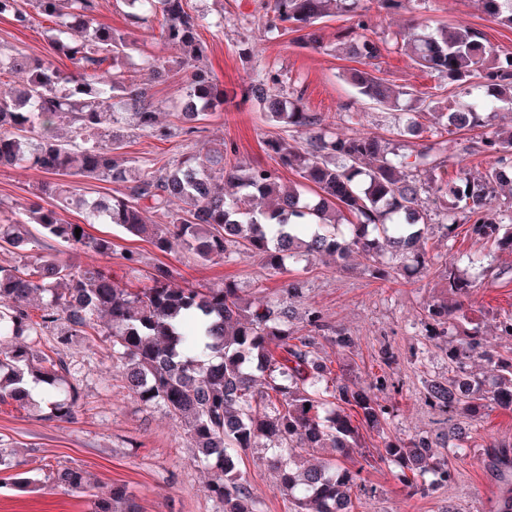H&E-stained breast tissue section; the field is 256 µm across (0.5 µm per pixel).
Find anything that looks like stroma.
Here are the masks:
<instances>
[{
    "instance_id": "1",
    "label": "stroma",
    "mask_w": 512,
    "mask_h": 512,
    "mask_svg": "<svg viewBox=\"0 0 512 512\" xmlns=\"http://www.w3.org/2000/svg\"><path fill=\"white\" fill-rule=\"evenodd\" d=\"M265 3L187 0L189 12L223 20L221 26L199 29L203 53L196 58L178 46L155 40L152 31H138L141 43L178 68L176 75L154 87L162 104L159 122L174 128L175 134L160 140L136 129L133 119H125L119 154L126 166L159 167L222 142L229 149L226 164L247 161L276 167L265 143L284 130L264 116L248 93L251 81L267 73L277 75L284 96L302 91L306 107L322 113L338 131H350L343 107L353 103L362 114V132L385 140L395 138L397 113L356 101L344 79L349 69L359 65L340 49V37L351 25L349 17L324 18L320 24L323 46L315 50L294 44L288 35L276 39L267 35L261 23ZM418 15L429 18L434 26L465 23L478 28L495 51L512 53V28L491 20L473 0H426L424 8L415 13L387 10L374 2L367 21L377 38L383 39L407 27ZM47 26L43 20L20 29L10 18L0 17V49L15 47L33 56L49 55ZM198 67L218 78L224 102L200 132L184 135L178 131L174 105L185 95L187 72ZM371 67L393 86L425 91L443 101L449 96L446 78L420 69L395 48L384 50ZM43 179V173L34 169H0V220L17 218ZM88 231L111 240V254L101 256L99 262L116 280L133 288L143 286L160 264L170 270L176 285L218 288L230 281L251 299L279 294L290 278L268 275L259 260L234 251L224 259L202 262L179 241L163 253L148 240L110 224H95ZM129 251L141 257L138 273H129L125 265L123 256ZM364 264L357 257L340 269L326 258L295 275L302 286L299 309L317 308L326 323L343 329L354 341L349 351L340 354L328 349L334 373L360 387L378 377L401 385L400 393L380 396L381 402L396 407L383 434L363 433L366 446L359 462L371 492L362 512H494L501 482L489 468L486 453L492 441L512 442V411L493 409L474 425L464 451L444 449L455 478L433 487L427 495H407L395 477V465L383 458L381 436L406 439L442 429L440 415L426 402L425 383L447 378L448 360L444 343L426 341L422 319L426 304L445 298L446 290L434 269L409 280L399 276L383 281L370 277ZM504 312H512V283L485 279L470 297L468 314L482 323L488 340L501 351L512 348V336L501 335L497 328L496 316ZM385 348L395 353V363H381L380 352ZM63 353L83 392L74 420L48 422L33 406L0 404V449L40 478L52 468L73 466L88 473L96 491L127 484L141 512H219L206 490L207 473L192 460L194 451L183 425L164 410L145 406L127 394L121 370L112 363L109 342L97 336H73ZM270 454L264 447L249 449L240 469L253 490L256 512H289L288 501L265 464ZM10 475V470L0 471V512H92L90 496L61 488H17L10 485Z\"/></svg>"
}]
</instances>
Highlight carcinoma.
<instances>
[{
    "label": "carcinoma",
    "mask_w": 512,
    "mask_h": 512,
    "mask_svg": "<svg viewBox=\"0 0 512 512\" xmlns=\"http://www.w3.org/2000/svg\"><path fill=\"white\" fill-rule=\"evenodd\" d=\"M185 2L122 0L128 25L145 28L159 15L161 40L197 56L202 52L198 30L213 21L188 12ZM477 2L488 17L512 28V0ZM100 7V0H0V17L17 27L28 28L40 18L51 22L50 53L73 66L63 71L48 58L0 51V71L25 78L17 94L0 96V167L48 175L23 218L0 224V241L24 251L19 264L0 265V345L11 344L0 349V404L30 401L33 384L46 395L44 419H73L82 395L70 380V364L60 349L48 354L38 348L37 338L50 332L63 345L69 336H103L112 361L125 366L126 391L183 424L190 447L197 449L195 462L213 472L209 491L221 512H254L238 465L241 453L260 438L274 449L267 465L293 512H358L368 486L364 467L348 462L359 454L363 436L345 408L357 407L366 426L379 429L394 416L377 397L389 384L377 378L366 389L353 388L333 373L323 343L342 352L353 340L327 325L314 308L294 325L292 299L301 292V281H288L275 299L249 304L231 282L222 288L176 286L167 267L159 265L148 283L130 288L94 262L62 261L48 242L109 254L112 241L91 236L87 225L115 224L151 239L162 252L168 236L175 235L205 262L223 259L233 246L276 275L288 272L287 260L329 255L342 261L358 252L371 261V276L378 280L434 265V257L419 246L424 230L434 224L444 229L467 224L471 239L512 252V192L499 197L506 170H512V129L487 131L500 110L512 109V54L494 51L481 31L465 24L432 29L421 22L394 33L397 49L447 78L465 102L441 112L431 95L394 88L365 68L351 69L347 79L358 99L404 113L393 144L357 131L332 132L322 115L308 111L302 95L286 100L276 90L277 77L257 78L250 94L269 119L306 133L302 142L266 141L278 164L300 177L285 188L276 168L224 167V144L156 169L121 164L114 155L120 143L115 128L124 113H132L147 134L172 136L171 129L158 125L159 102L151 88L126 77L127 57L142 52V68L159 82L169 80L172 69L160 56L141 51L129 29L101 23ZM270 10L267 30L293 33L295 41L313 48L320 47L316 25L331 13L347 14L352 25L343 48L364 61L381 55L380 41L364 20L367 0H272ZM478 88L485 95L475 98ZM223 98L211 72L192 71L179 131L199 132V123ZM432 111L435 122L426 130L420 118ZM61 125L69 127L66 139L57 133ZM462 132L474 133L465 151L488 156L494 164L475 176L462 170L449 179L446 162ZM65 177L121 184L124 192L89 200ZM44 196L85 210L86 223L65 221L38 202ZM147 209L168 223H146ZM467 263L475 275L453 265L443 272L454 303L437 301L425 309L427 339H448V378L425 385L426 400L448 431L383 444L410 495L425 492L428 473L438 484L454 478L439 455L441 448H461L468 440L469 429L455 418L472 423L494 408L512 410V351H498L467 315L465 301L486 277L479 252L467 255ZM34 295L41 299L36 317L28 306ZM475 359L499 371L496 381L488 384L467 372ZM490 447V466L503 482L497 512H512V443ZM48 480L79 494L91 487L86 472L71 466L52 470ZM93 505V512H140L133 495L119 486L94 494Z\"/></svg>",
    "instance_id": "carcinoma-1"
}]
</instances>
